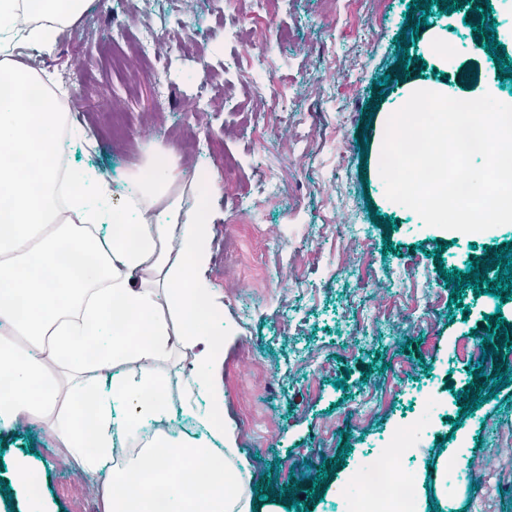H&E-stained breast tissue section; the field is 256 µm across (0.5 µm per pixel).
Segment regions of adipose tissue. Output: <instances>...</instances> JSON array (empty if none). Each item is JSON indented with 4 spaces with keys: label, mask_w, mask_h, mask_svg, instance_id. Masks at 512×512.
Listing matches in <instances>:
<instances>
[{
    "label": "adipose tissue",
    "mask_w": 512,
    "mask_h": 512,
    "mask_svg": "<svg viewBox=\"0 0 512 512\" xmlns=\"http://www.w3.org/2000/svg\"><path fill=\"white\" fill-rule=\"evenodd\" d=\"M86 3L55 0V17L33 25L22 17V0H0V48L19 36L52 50L59 26L71 25ZM34 79L30 68L0 67V377L11 386L0 394V425H40L78 467L108 466L121 437L167 416L157 364L176 342L194 350L188 382L209 402L204 424L223 435L216 385L223 332L200 282L210 259L206 212L185 207L166 160L154 155L136 176L138 193L119 206L108 181L70 168L68 215L59 217L63 115L52 96L29 111ZM153 198L162 209L149 208ZM14 336L27 337L30 348L18 351ZM59 369L75 381L74 407L62 423L51 384ZM232 455L156 435L140 458L111 468L102 512H154L156 485L165 488L164 512H254L237 493L249 465H229ZM174 460L207 471L209 480L171 469Z\"/></svg>",
    "instance_id": "1"
}]
</instances>
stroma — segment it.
<instances>
[{"mask_svg": "<svg viewBox=\"0 0 512 512\" xmlns=\"http://www.w3.org/2000/svg\"><path fill=\"white\" fill-rule=\"evenodd\" d=\"M411 2L92 0L58 33L53 53L21 42L11 56L35 62L61 91L84 68L83 105L71 122L95 144L72 138L65 152L70 165L110 182L113 203L122 204L125 182L156 152L169 157L176 187L208 167L228 170L242 186L240 200L220 185L205 191L203 277L224 321V431L249 464L251 484L294 488L309 512H341L337 494L353 469L404 428L416 441L404 463L421 512L432 503L440 512H512V385L471 414L458 412L472 372L495 365L481 358L486 317L501 313L512 330V299L468 288L452 308L443 277L512 242V224L480 233L425 226L387 199L379 173L388 119L412 92L441 87L471 100L498 72L470 27L476 14L463 8L432 11L401 77L394 39ZM264 20L269 31L258 49L252 31ZM118 26L132 39L164 28L150 70L113 68V54L125 49L112 40ZM387 75L393 83L378 90ZM104 96L121 111L128 137H113ZM242 208L266 234L257 259L247 226L235 221ZM387 239L393 251H385ZM255 259L264 277L247 273ZM192 359L176 345L157 365L173 393L159 432L207 434L198 417L206 401L185 380ZM340 378L344 388H334ZM369 393L375 406L364 413ZM325 460L337 469L321 498H308ZM21 461L42 477L43 512H73L66 486L75 477L88 491L83 512H101L109 471L76 468L56 440L26 423L0 429V512H19L23 495L9 482Z\"/></svg>", "mask_w": 512, "mask_h": 512, "instance_id": "35a3bbf8", "label": "stroma"}]
</instances>
